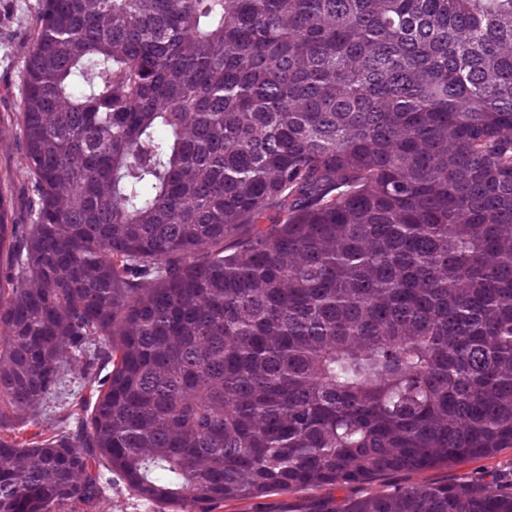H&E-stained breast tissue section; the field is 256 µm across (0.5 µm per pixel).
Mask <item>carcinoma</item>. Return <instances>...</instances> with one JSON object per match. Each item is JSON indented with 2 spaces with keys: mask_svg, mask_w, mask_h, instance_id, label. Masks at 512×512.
Instances as JSON below:
<instances>
[{
  "mask_svg": "<svg viewBox=\"0 0 512 512\" xmlns=\"http://www.w3.org/2000/svg\"><path fill=\"white\" fill-rule=\"evenodd\" d=\"M0 219V512H512L316 490L512 447V0H39ZM99 389L98 383L83 376L81 364L70 361L64 369L61 390L47 399L37 412L16 421L14 430H0V438L24 442L43 430L65 431L85 416L88 407L92 408ZM104 500L100 512H175L173 506L137 497L118 472L105 471ZM295 496H307L306 492L290 493L284 495H275L266 498L263 501H239L227 502L224 505H216L212 512H266L273 511L278 503L284 498H292ZM263 502V503H257Z\"/></svg>",
  "mask_w": 512,
  "mask_h": 512,
  "instance_id": "1",
  "label": "carcinoma"
}]
</instances>
